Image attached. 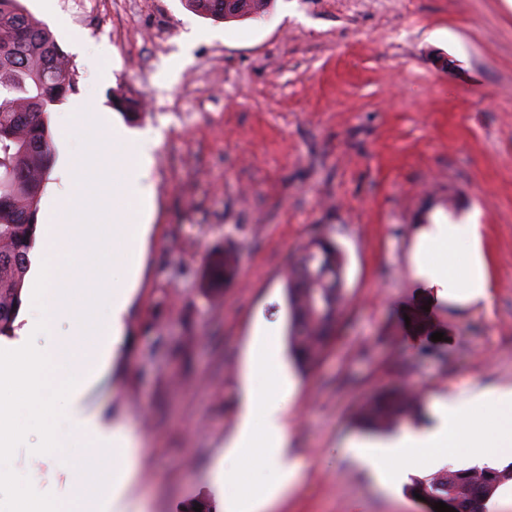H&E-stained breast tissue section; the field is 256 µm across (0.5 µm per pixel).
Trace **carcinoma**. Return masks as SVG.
Returning <instances> with one entry per match:
<instances>
[{
	"instance_id": "1",
	"label": "carcinoma",
	"mask_w": 512,
	"mask_h": 512,
	"mask_svg": "<svg viewBox=\"0 0 512 512\" xmlns=\"http://www.w3.org/2000/svg\"><path fill=\"white\" fill-rule=\"evenodd\" d=\"M194 12L215 19L256 18L269 0H186ZM0 336H10L23 305L29 268L28 254L38 229V204L52 161L51 135L44 115L50 105L78 91L69 63L53 34L22 5L0 0ZM344 257L336 242L316 237L302 249L285 275L289 313V346L301 368L324 355L336 331L345 298ZM237 270V259L221 246L206 250L202 289L211 297L224 290ZM421 401L400 389L380 392L361 412V425L371 431L391 430L419 418ZM512 481V465L502 469L444 468L413 479L409 491L425 498L428 512L441 501L472 512L471 504L485 502Z\"/></svg>"
}]
</instances>
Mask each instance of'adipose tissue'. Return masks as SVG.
Here are the masks:
<instances>
[{"instance_id": "1", "label": "adipose tissue", "mask_w": 512, "mask_h": 512, "mask_svg": "<svg viewBox=\"0 0 512 512\" xmlns=\"http://www.w3.org/2000/svg\"><path fill=\"white\" fill-rule=\"evenodd\" d=\"M64 134L84 149L60 163L62 181L48 214L44 244L29 253L35 273V307L40 316L24 325L14 345L17 359L8 378L27 386L32 405L48 410L40 390L62 387L67 433L50 435L48 448H68L93 436L101 456L112 445L129 448L131 436L112 425L100 408H90L86 390L122 348L127 305L136 285L135 254L143 252L151 230L154 198L152 156L159 137L120 131L101 123L88 103L76 102ZM412 271L423 285L452 304L487 303L491 286L476 224L425 225L411 251ZM125 267L115 276L116 267ZM280 372L273 335L249 350L236 430L224 440V458L214 480L224 491V512H260L274 492H253L232 469L248 459L273 470L288 487L300 468L291 459L283 397L289 392ZM437 423L404 429L380 442L354 439L346 454L384 485L396 488L412 467L452 464L453 451L467 449L471 460L491 468L512 461V388L436 401ZM420 449L419 459L409 456ZM108 467L87 463L76 474L75 512H135L129 479L110 480Z\"/></svg>"}]
</instances>
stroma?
<instances>
[{
  "instance_id": "1",
  "label": "stroma",
  "mask_w": 512,
  "mask_h": 512,
  "mask_svg": "<svg viewBox=\"0 0 512 512\" xmlns=\"http://www.w3.org/2000/svg\"><path fill=\"white\" fill-rule=\"evenodd\" d=\"M73 66L77 99L109 125L158 133L152 230L122 349L89 397L135 442L145 512H224L210 478L240 412L246 354L287 329L283 272L312 237L346 258L347 300L317 365L282 364L296 485L272 512H424L343 448L386 387L435 401L512 387V5L507 0H271L206 19L184 0H23ZM126 92L133 120L112 106ZM478 224L487 304L451 306L412 276L422 225ZM214 243L238 260L220 299L200 285ZM443 340H433V333ZM17 435L0 512L21 484L69 505L90 450L44 451L26 393L0 386Z\"/></svg>"
}]
</instances>
